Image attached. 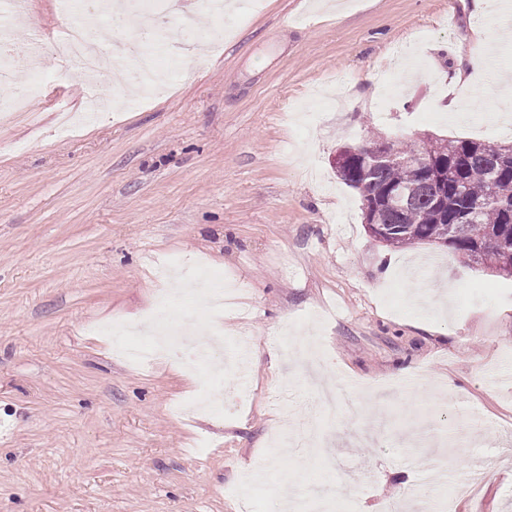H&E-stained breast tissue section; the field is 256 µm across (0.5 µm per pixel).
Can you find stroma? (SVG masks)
Segmentation results:
<instances>
[{"mask_svg": "<svg viewBox=\"0 0 512 512\" xmlns=\"http://www.w3.org/2000/svg\"><path fill=\"white\" fill-rule=\"evenodd\" d=\"M312 2L257 0L225 31L197 9L170 83L68 135L76 68L35 61L39 97L0 122V512H239L240 490L278 512L315 474L339 510L405 490L442 512L475 476L455 512H512V280L375 241L334 168L377 137L503 141L490 75L444 74L475 52L512 70V0L483 18L469 0ZM64 28L56 0H29L13 70ZM166 259L244 283L224 343L259 362L117 353L100 327L143 324ZM217 374L227 413L171 414Z\"/></svg>", "mask_w": 512, "mask_h": 512, "instance_id": "1", "label": "stroma"}]
</instances>
